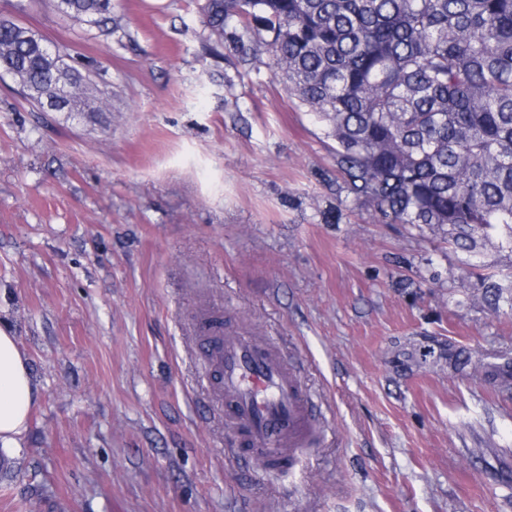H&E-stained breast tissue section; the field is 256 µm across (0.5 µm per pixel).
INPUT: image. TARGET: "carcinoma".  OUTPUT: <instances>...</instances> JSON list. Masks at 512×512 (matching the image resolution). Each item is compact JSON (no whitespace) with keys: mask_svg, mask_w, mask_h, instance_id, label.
<instances>
[{"mask_svg":"<svg viewBox=\"0 0 512 512\" xmlns=\"http://www.w3.org/2000/svg\"><path fill=\"white\" fill-rule=\"evenodd\" d=\"M103 32L112 0H64ZM210 50L261 53L314 116L356 205L439 231L466 255L487 309L512 316V0H206ZM0 16V69L45 111L50 64ZM493 248L507 264L486 263ZM454 369L512 392V352L449 342Z\"/></svg>","mask_w":512,"mask_h":512,"instance_id":"1","label":"carcinoma"}]
</instances>
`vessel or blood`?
Instances as JSON below:
<instances>
[{
	"label": "vessel or blood",
	"instance_id": "b4317fda",
	"mask_svg": "<svg viewBox=\"0 0 512 512\" xmlns=\"http://www.w3.org/2000/svg\"><path fill=\"white\" fill-rule=\"evenodd\" d=\"M195 332L208 346L207 388L226 426L254 451L265 471L282 470L323 433L313 402L281 346L269 336L225 335L211 311H203Z\"/></svg>",
	"mask_w": 512,
	"mask_h": 512
}]
</instances>
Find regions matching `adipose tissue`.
<instances>
[{"instance_id":"obj_1","label":"adipose tissue","mask_w":512,"mask_h":512,"mask_svg":"<svg viewBox=\"0 0 512 512\" xmlns=\"http://www.w3.org/2000/svg\"><path fill=\"white\" fill-rule=\"evenodd\" d=\"M38 400L24 353L15 336L0 328V447L19 446Z\"/></svg>"}]
</instances>
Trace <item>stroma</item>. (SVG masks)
Wrapping results in <instances>:
<instances>
[{"label":"stroma","instance_id":"stroma-1","mask_svg":"<svg viewBox=\"0 0 512 512\" xmlns=\"http://www.w3.org/2000/svg\"><path fill=\"white\" fill-rule=\"evenodd\" d=\"M112 4L105 34L0 0L92 79L81 111L36 112L0 76V327L40 390L0 512H512V397L422 351L512 349L463 254L351 203L267 54L206 50L205 0ZM204 309L313 394L326 435L294 473L233 455Z\"/></svg>","mask_w":512,"mask_h":512}]
</instances>
